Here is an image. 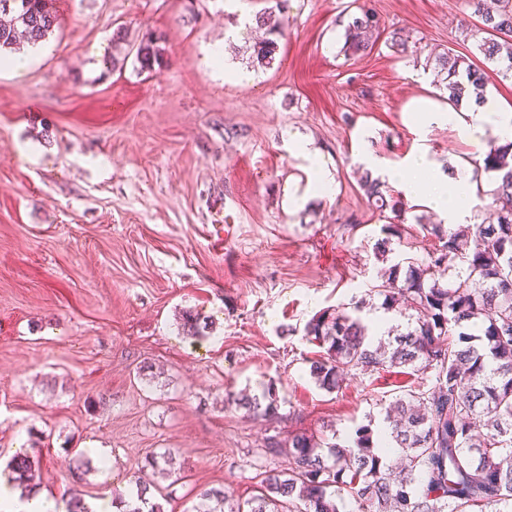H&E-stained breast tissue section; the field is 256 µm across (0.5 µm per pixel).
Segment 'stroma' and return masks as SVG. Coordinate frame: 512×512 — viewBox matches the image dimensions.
<instances>
[{"mask_svg": "<svg viewBox=\"0 0 512 512\" xmlns=\"http://www.w3.org/2000/svg\"><path fill=\"white\" fill-rule=\"evenodd\" d=\"M274 4L54 0L49 53L25 73L0 72V470L29 453L42 489L92 501L169 451L171 469L154 476L163 508L193 512L203 488L258 495L279 464L269 439L380 431L389 403L417 388L389 368L321 390L303 328L354 298L373 321L381 273L437 244L419 228L440 221L427 199L389 180L414 154L433 177L477 157L417 110L440 95L434 54L482 67L502 104L512 79L467 37L468 0H286L288 38L263 68L245 21ZM362 4L384 32L351 54L345 27ZM120 26L160 36L162 66L104 70ZM395 34L407 53L391 48ZM299 140L329 170V190L295 155ZM367 177L386 182L400 214L376 210ZM392 223L401 239L379 254ZM186 311L206 335L182 333ZM269 390L270 418L235 404ZM93 441L112 450L110 477L88 462Z\"/></svg>", "mask_w": 512, "mask_h": 512, "instance_id": "stroma-1", "label": "stroma"}]
</instances>
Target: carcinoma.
<instances>
[{"instance_id": "obj_1", "label": "carcinoma", "mask_w": 512, "mask_h": 512, "mask_svg": "<svg viewBox=\"0 0 512 512\" xmlns=\"http://www.w3.org/2000/svg\"><path fill=\"white\" fill-rule=\"evenodd\" d=\"M470 5L480 21L479 53L512 74V0ZM255 22L266 37L253 45L252 57L268 68L288 20L267 8ZM57 25L52 0H0V52L41 42ZM380 35L379 18L362 7L345 27V51L366 52ZM112 41L123 47L107 60L114 69L130 58L141 74L162 64L163 48L149 33L133 40L119 28ZM435 62L447 73L442 99L448 105L466 95L484 102L481 69L448 53ZM481 169L495 188L489 221L475 225L474 239L443 224H422L438 247L421 263L409 258L404 268L393 265L375 286L385 310L407 317L406 331L372 344L360 300L323 310L304 327V336L323 349L310 360L309 374L328 393L358 368L407 367L421 376V388L395 398L385 417L396 463L378 452L383 440L368 425L345 444L296 434L286 446L267 448L284 457V467L265 472L260 495L240 502L205 490L196 512H341L345 494L358 512H512V142H491ZM364 187L376 209L400 211L401 201H388L381 182L367 180ZM238 405L266 417L277 399L269 390ZM7 468L8 480L24 488L39 477V461L26 453L15 454Z\"/></svg>"}]
</instances>
